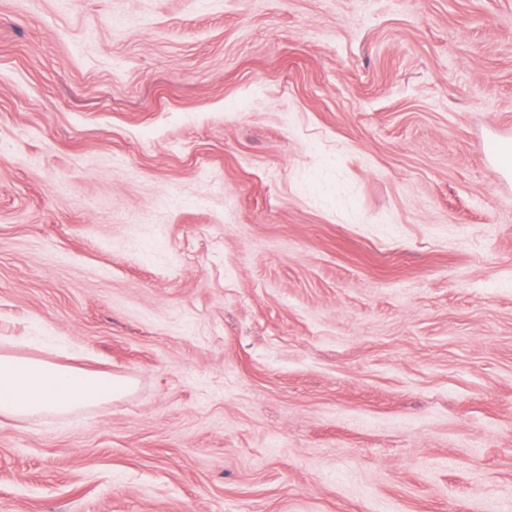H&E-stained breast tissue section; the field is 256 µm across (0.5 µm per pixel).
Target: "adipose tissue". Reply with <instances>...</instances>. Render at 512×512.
<instances>
[{
    "label": "adipose tissue",
    "mask_w": 512,
    "mask_h": 512,
    "mask_svg": "<svg viewBox=\"0 0 512 512\" xmlns=\"http://www.w3.org/2000/svg\"><path fill=\"white\" fill-rule=\"evenodd\" d=\"M112 385L100 372L40 360L21 364L0 355V416L66 413L110 397Z\"/></svg>",
    "instance_id": "ef3b65f1"
}]
</instances>
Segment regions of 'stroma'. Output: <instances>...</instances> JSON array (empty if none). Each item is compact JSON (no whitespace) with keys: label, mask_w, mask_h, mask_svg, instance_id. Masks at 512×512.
Here are the masks:
<instances>
[{"label":"stroma","mask_w":512,"mask_h":512,"mask_svg":"<svg viewBox=\"0 0 512 512\" xmlns=\"http://www.w3.org/2000/svg\"><path fill=\"white\" fill-rule=\"evenodd\" d=\"M512 0H0V512H512ZM116 389L112 377L100 372L40 360L21 364L0 355V415L6 418L66 413L112 398Z\"/></svg>","instance_id":"obj_1"}]
</instances>
